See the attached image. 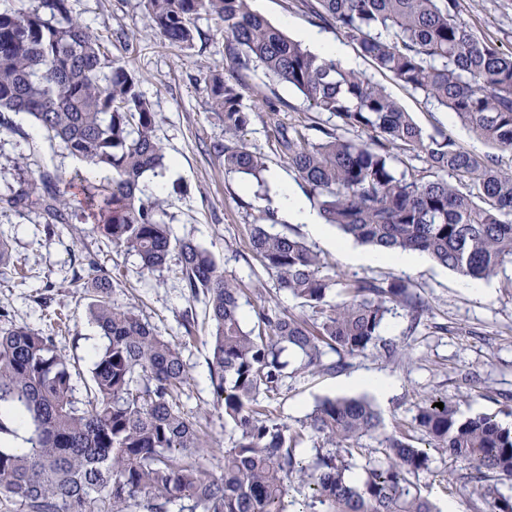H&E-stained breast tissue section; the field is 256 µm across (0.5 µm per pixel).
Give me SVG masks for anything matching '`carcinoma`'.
Segmentation results:
<instances>
[{"label":"carcinoma","mask_w":512,"mask_h":512,"mask_svg":"<svg viewBox=\"0 0 512 512\" xmlns=\"http://www.w3.org/2000/svg\"><path fill=\"white\" fill-rule=\"evenodd\" d=\"M250 2L147 0L164 40L191 45L200 36L195 18L214 16L224 25L231 67L286 83L338 119L312 138L304 124L281 129L278 110L263 108L323 223L361 244L425 253L471 279L492 278L512 264V168H502L494 152L463 149L440 130L425 132L384 87L318 57ZM300 3L318 24L355 41L363 57L453 113L475 140L512 152V52L478 36L460 0ZM242 90L220 71L211 74L210 108L224 121V142L214 151L225 174L260 185L265 158L242 139L258 112L244 108ZM11 113L30 116L48 140L110 173L87 197L101 234L140 259V274L162 271L178 249L182 288L204 298L210 379L233 445L216 473L211 440L177 404L188 380L180 347L112 303V279L97 274L90 259L87 313L104 343L93 354L83 397L52 337L25 325L0 330V497L16 500L22 512H129L134 505L169 512L176 501L186 512H286L295 482L308 491L306 508L296 512H439L413 483L429 469L428 452L405 429L383 433L367 397L324 398L297 427L260 403L282 384L285 350L301 355L300 371H343L380 341L394 307L420 322L428 306L409 282L330 274L317 251L258 220L248 225L247 249L312 315L269 303L247 328L246 284L224 275L196 243H172L163 210L140 197L144 174L165 168L156 113L136 75L73 14L69 0L19 7L0 0V122ZM351 130L368 137L345 136ZM399 151L424 156L429 174L398 169ZM0 204L17 211L38 206L50 225L67 223L70 208L47 176L20 180ZM328 353L335 358L326 362ZM412 428L476 487L512 477V430L494 415L461 418L447 398L435 396L418 408ZM364 438L379 441L381 457L356 482L349 472ZM307 444L314 450L308 460L299 455ZM479 499L475 512H512V497L487 490Z\"/></svg>","instance_id":"cac0c4a2"}]
</instances>
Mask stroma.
Here are the masks:
<instances>
[{"mask_svg":"<svg viewBox=\"0 0 512 512\" xmlns=\"http://www.w3.org/2000/svg\"><path fill=\"white\" fill-rule=\"evenodd\" d=\"M70 5L142 80L141 90L156 114L157 134L169 160L162 175L146 176L145 182L149 196L164 209L173 238L208 249L225 274L252 283L256 292L243 306L246 323L254 322L256 310L268 299L299 312L296 300L276 288L272 275L245 247L248 224L272 208L278 186L261 188L251 179L225 174L222 159L209 151L211 142L224 137L222 120L210 110L208 91L210 75L224 59L222 24L201 15L196 21L201 39L181 47L155 35L146 0H71ZM462 9L479 36L512 51V0H462ZM262 14L290 35L299 29H320L326 40L342 44L355 69L383 86L424 131L442 130L460 147L480 150V143L447 111L428 105L391 73L359 56L355 44L339 31L318 28L298 0H264ZM224 75L244 84L245 107L270 101L283 125L301 122L315 127L328 122L327 114L312 108L297 90L269 81L261 72L225 67ZM242 137L252 150L265 155L270 170L283 174L297 194L305 193L302 179L279 150L272 125L253 119ZM77 169L89 181L99 182L93 168L82 166L62 145L48 142L30 117L14 115L0 126V196L9 194L20 179L48 174L73 201L68 223L57 225L51 235L44 231L47 217L40 210L0 211V238L8 239L12 261L22 271L18 277L0 276V327L25 325L53 337L57 352L70 359L82 380H89L92 356L101 340L88 320L82 284L88 276L83 260L94 256L99 269L116 283L114 304L132 309L161 336L180 345L188 371L180 402L213 438L216 450L230 447L232 434L224 426L209 379L203 303L184 293L177 259H170L163 271L142 275L135 256L116 251L89 213L82 185L70 180ZM273 229L297 236L345 277L409 281L429 307L418 327H411L400 309L388 316L381 331L384 340L409 351V360L389 361L383 349L375 347L352 358L345 371H300L285 378L278 393L265 400L280 422L298 426L320 399L353 395V388L346 385L350 378L380 376L392 383L388 395L373 398L384 433L411 425L419 406L434 396L448 397L463 415L493 414L512 428V265L486 280L485 293L478 295L464 288L461 277L428 258L411 270L365 264L342 258L304 225L280 221ZM188 311L196 316L201 338L186 344L181 321ZM429 454L430 467L418 478L422 495L443 510L453 503L459 512H472L477 498L472 485L449 481L452 464L441 449H430Z\"/></svg>","mask_w":512,"mask_h":512,"instance_id":"35a3bbf8","label":"stroma"}]
</instances>
